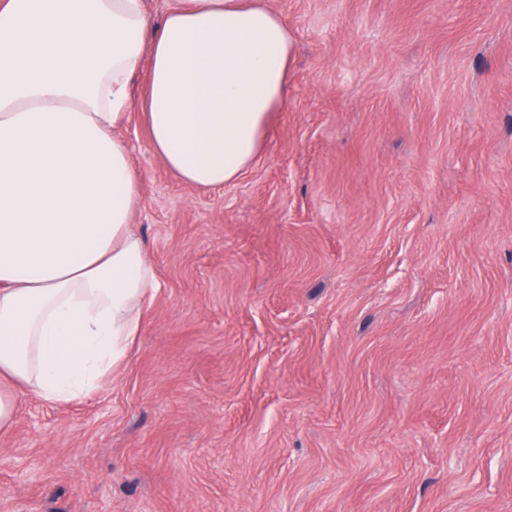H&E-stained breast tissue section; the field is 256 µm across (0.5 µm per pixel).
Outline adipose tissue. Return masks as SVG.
Returning a JSON list of instances; mask_svg holds the SVG:
<instances>
[{
    "mask_svg": "<svg viewBox=\"0 0 512 512\" xmlns=\"http://www.w3.org/2000/svg\"><path fill=\"white\" fill-rule=\"evenodd\" d=\"M295 51L266 0H175L158 24L146 0H0V430L18 393L99 389L159 288L129 112L184 182L232 183L288 104Z\"/></svg>",
    "mask_w": 512,
    "mask_h": 512,
    "instance_id": "ef3b65f1",
    "label": "adipose tissue"
}]
</instances>
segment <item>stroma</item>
<instances>
[{
	"instance_id": "obj_1",
	"label": "stroma",
	"mask_w": 512,
	"mask_h": 512,
	"mask_svg": "<svg viewBox=\"0 0 512 512\" xmlns=\"http://www.w3.org/2000/svg\"><path fill=\"white\" fill-rule=\"evenodd\" d=\"M255 164L120 135L159 290L100 389L21 398L0 512H512V0H267Z\"/></svg>"
}]
</instances>
